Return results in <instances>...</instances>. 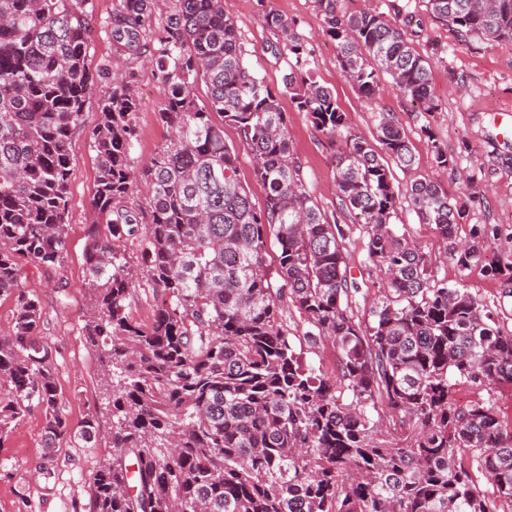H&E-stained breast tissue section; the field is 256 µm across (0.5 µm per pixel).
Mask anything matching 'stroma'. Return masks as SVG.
Instances as JSON below:
<instances>
[{
	"label": "stroma",
	"instance_id": "1",
	"mask_svg": "<svg viewBox=\"0 0 512 512\" xmlns=\"http://www.w3.org/2000/svg\"><path fill=\"white\" fill-rule=\"evenodd\" d=\"M115 4L116 0H89V63L96 70L108 61L115 71L135 74L138 140L132 156L140 169L166 143L169 129L160 118L163 99L155 66L129 59L112 42L108 20ZM367 7L402 27L414 47L429 57L436 111H420L386 76L380 80L376 100L361 94L342 73L335 42L322 31L317 0H224V12L235 20L247 51V64L271 88L281 86L296 59L286 51L271 54L269 47L277 37L264 21L268 9L294 21L297 34L311 52L309 68L314 79L333 91L352 131L376 141L378 112L394 114L416 156L414 171L393 168L394 187L404 188L416 175L436 181L450 198L466 207L458 239L468 238L476 225L491 224L502 234L512 233V40L461 37L454 28L434 19L423 0H343L341 4L348 13ZM111 90L109 80L95 78L82 123L72 135L68 246L62 264L54 268L31 263L22 266L25 282L36 286L45 307L41 335L55 350L58 402L70 429L80 431L88 410L94 408L99 415V436L90 447L65 439L53 452H46L44 415L32 409L0 446V512H91L90 477L112 452V413L99 391L98 357L84 330L90 309L85 249L92 226L99 220L94 208L96 153L90 132L98 121L99 105ZM282 108L310 194L338 223H357V216L343 206L336 186L338 139L319 130L290 100H283ZM437 146L454 160V168H437L433 156ZM396 223L431 257L439 276L496 307L505 329H512V297L504 295L501 281L485 278L476 270H460L449 240L433 225L420 223L408 204L399 206ZM281 318L302 361L332 371L335 357L330 345L314 346L304 339L294 308H283ZM48 454L53 455L55 466L49 479L38 472Z\"/></svg>",
	"mask_w": 512,
	"mask_h": 512
}]
</instances>
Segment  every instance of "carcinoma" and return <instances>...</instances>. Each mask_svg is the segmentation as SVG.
Masks as SVG:
<instances>
[{
    "label": "carcinoma",
    "instance_id": "carcinoma-1",
    "mask_svg": "<svg viewBox=\"0 0 512 512\" xmlns=\"http://www.w3.org/2000/svg\"><path fill=\"white\" fill-rule=\"evenodd\" d=\"M153 48L170 139L132 166L136 99L112 78L92 132L95 210L109 234L90 232L91 308L84 325L99 352V389L112 403V455L91 477L93 512H512V423L499 388L512 387V330L466 288L448 285L400 232L405 200L424 224L455 237L465 206L414 177L395 191L391 165L412 171L402 127L379 112L383 154L350 130L333 92L307 69L310 51L274 9L268 28L296 65L271 88L249 68L224 0H173ZM340 68L368 99L389 76L424 112L436 109L431 63L402 28L372 9L347 14L318 0ZM458 32L512 40V0H425ZM153 0H117L112 40L131 58L148 46ZM87 0H0V299L14 304L0 336V446L31 407L45 447L71 435L59 406L44 307L18 259L54 267L67 251L71 137L93 84ZM203 81L208 102L193 89ZM316 127L343 137L336 185L361 227L329 218L306 190L280 97ZM233 126L264 194L256 207L236 150L213 114ZM142 188L145 224L126 200ZM363 234L364 265L383 287L351 275L347 243ZM496 228H476L460 270L512 282V250L489 261ZM278 245L268 263L267 241ZM138 241L139 267L124 243ZM164 297L148 325L128 312L133 280ZM292 305L304 338L332 341L336 371L305 365L279 317ZM473 399L460 405L455 389ZM97 410L80 437L91 442ZM480 470L495 496L477 490Z\"/></svg>",
    "mask_w": 512,
    "mask_h": 512
}]
</instances>
